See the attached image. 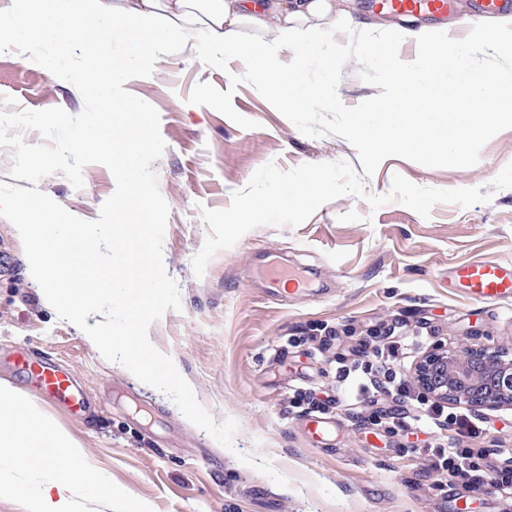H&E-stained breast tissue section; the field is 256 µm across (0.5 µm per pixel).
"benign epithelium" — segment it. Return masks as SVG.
<instances>
[{"instance_id":"benign-epithelium-1","label":"benign epithelium","mask_w":512,"mask_h":512,"mask_svg":"<svg viewBox=\"0 0 512 512\" xmlns=\"http://www.w3.org/2000/svg\"><path fill=\"white\" fill-rule=\"evenodd\" d=\"M415 379L428 398L489 408L512 403V358L485 346L437 343L419 361Z\"/></svg>"}]
</instances>
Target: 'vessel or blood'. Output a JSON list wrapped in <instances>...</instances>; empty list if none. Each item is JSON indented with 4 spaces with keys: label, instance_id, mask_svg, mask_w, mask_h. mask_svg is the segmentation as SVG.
I'll list each match as a JSON object with an SVG mask.
<instances>
[{
    "label": "vessel or blood",
    "instance_id": "obj_1",
    "mask_svg": "<svg viewBox=\"0 0 512 512\" xmlns=\"http://www.w3.org/2000/svg\"><path fill=\"white\" fill-rule=\"evenodd\" d=\"M382 9L397 15L447 16L451 0H376ZM448 285L455 293L473 300L505 301L512 299V262L479 260L452 267ZM14 363L38 387L44 400L64 407L71 415H82L88 400L69 370L49 359H35L18 354Z\"/></svg>",
    "mask_w": 512,
    "mask_h": 512
}]
</instances>
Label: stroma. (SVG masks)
Segmentation results:
<instances>
[{"mask_svg": "<svg viewBox=\"0 0 512 512\" xmlns=\"http://www.w3.org/2000/svg\"><path fill=\"white\" fill-rule=\"evenodd\" d=\"M361 30L403 34L401 56L414 58L416 38L448 30L463 38L476 19L471 0H454L448 16L402 18L373 0H336ZM23 49L0 50V109L63 108L79 114V91L28 62ZM234 60L222 71L204 65L194 47L163 55L151 76L126 90L154 106L166 148L155 161L160 192L169 209L163 242L166 272L178 284L181 307L151 324L148 336L169 355L218 422H237L233 449H226L189 422L174 403L118 363L105 359L75 325L59 319L43 291L25 273L24 247L15 226L0 217V380L15 382L8 355L48 356L70 370L91 400L80 417L43 405L50 425L80 446L84 466L100 482L74 486L78 512H502L492 489L443 482L429 468L426 450L436 434L399 429L379 418L371 404L336 410V439L324 445L308 432V411L295 407V390L339 387L352 363L370 368L374 347L399 332L428 336L448 346L484 345L512 355V301L485 303L448 286L450 267L474 260L512 261V188L496 190L490 203L463 209L438 204L422 217L392 202L371 210L353 196L321 206L296 227L259 226L231 248L217 252L203 277L192 258L209 227L202 208H226L260 166L287 171L304 163L345 161L358 165L345 139L310 138L248 85H238L235 110L256 121L243 129L216 110L189 103L198 83L227 90ZM512 163V129L482 148L477 165L432 168L390 157L365 179L366 192L385 194L394 175L429 188L489 187ZM82 188L57 173L41 191L68 212L95 220L115 189L111 172L91 164ZM357 211L359 221H342ZM287 259L311 279L304 293L272 292L258 270L268 256ZM485 429L482 448H512V405L470 408ZM269 460L286 477H270L241 462V455ZM0 512H30L35 480L15 478L13 451L0 447ZM113 496L104 499V486Z\"/></svg>", "mask_w": 512, "mask_h": 512, "instance_id": "35a3bbf8", "label": "stroma"}]
</instances>
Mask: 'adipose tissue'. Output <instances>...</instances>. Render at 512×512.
Masks as SVG:
<instances>
[{"mask_svg":"<svg viewBox=\"0 0 512 512\" xmlns=\"http://www.w3.org/2000/svg\"><path fill=\"white\" fill-rule=\"evenodd\" d=\"M347 23L332 0H0V48L24 46L56 67L70 62L76 47L101 46L104 39L120 38L119 59L102 51L97 65L83 66L82 72L94 81L109 120L131 130L144 108L131 104L117 109L113 93L148 56L180 52L188 39L195 38L205 56L216 59L234 52L249 62L265 90L287 93L290 101L306 104L318 97V86L298 80L296 70L280 68L278 55L292 40L326 44L316 64L323 78H331L336 50L328 42ZM246 28L261 32V39H244ZM268 31L275 32V39H265ZM138 146L137 137L127 139L115 172L126 201L146 214L153 202L141 189ZM4 444L16 448V459L26 471L43 478L42 493L31 512H73L69 482L97 480L79 468L63 479L45 475L41 450L64 454L73 443L62 431L47 426L44 414L26 394L0 381V446Z\"/></svg>","mask_w":512,"mask_h":512,"instance_id":"obj_1","label":"adipose tissue"}]
</instances>
